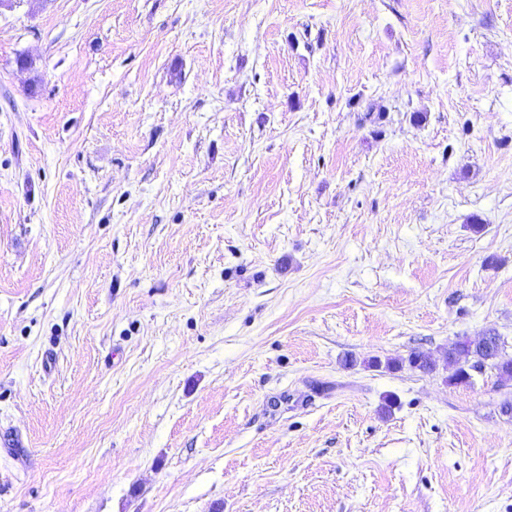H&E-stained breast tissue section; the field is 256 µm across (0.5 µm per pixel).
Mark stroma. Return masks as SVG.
<instances>
[{
	"mask_svg": "<svg viewBox=\"0 0 512 512\" xmlns=\"http://www.w3.org/2000/svg\"><path fill=\"white\" fill-rule=\"evenodd\" d=\"M489 332L512 0L0 9V512H512ZM471 339L464 338L463 340H459L456 342V347L453 349H448V360H453L458 362L459 367L456 374H454L451 378V381L456 385H465L469 384L470 381V375L468 372V366H465L468 362L469 356L476 355L478 351L471 350ZM460 356H464L463 365L460 363Z\"/></svg>",
	"mask_w": 512,
	"mask_h": 512,
	"instance_id": "stroma-1",
	"label": "stroma"
}]
</instances>
